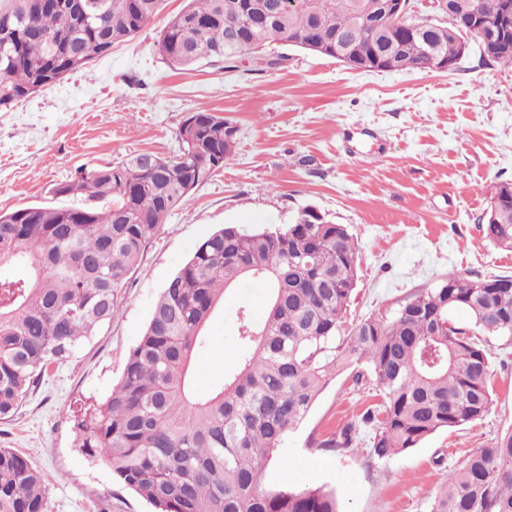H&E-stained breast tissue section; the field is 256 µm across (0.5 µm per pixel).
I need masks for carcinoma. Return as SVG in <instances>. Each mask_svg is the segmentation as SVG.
I'll list each match as a JSON object with an SVG mask.
<instances>
[{
	"label": "carcinoma",
	"mask_w": 512,
	"mask_h": 512,
	"mask_svg": "<svg viewBox=\"0 0 512 512\" xmlns=\"http://www.w3.org/2000/svg\"><path fill=\"white\" fill-rule=\"evenodd\" d=\"M9 0V56L0 59V112L135 37L164 0ZM189 0L158 41L181 69L220 62L236 70L278 41L371 71L452 70L468 50L462 32L497 27L506 0H449L446 21L392 18L385 0ZM179 153L139 152L80 168L56 194L68 207L0 211V419L10 418L48 369L65 361L121 310V291L170 213L224 167L237 138L226 119L191 113ZM484 237L512 251V182L499 184L479 218ZM14 264L23 275L4 270ZM359 246L344 224L303 208L292 224L243 234L226 224L204 239L155 303L118 384L74 419L78 448L104 463L155 512H340L325 487L269 489L263 471L336 373L363 365L382 403L370 452L389 460L438 431L483 419L492 405L490 352L450 324L468 311L489 336L512 335V275L448 272L412 295L390 321L366 318L336 335L358 283ZM270 291L264 316L237 313L242 357L207 394L195 356L227 290ZM354 427L320 443L349 448ZM0 512H46L43 475L0 448ZM432 512H512V430L448 472Z\"/></svg>",
	"instance_id": "1"
}]
</instances>
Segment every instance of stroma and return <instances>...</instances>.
Returning a JSON list of instances; mask_svg holds the SVG:
<instances>
[{
    "instance_id": "stroma-1",
    "label": "stroma",
    "mask_w": 512,
    "mask_h": 512,
    "mask_svg": "<svg viewBox=\"0 0 512 512\" xmlns=\"http://www.w3.org/2000/svg\"><path fill=\"white\" fill-rule=\"evenodd\" d=\"M184 0H166L133 40L0 112V211L69 206L59 184L79 167L150 151L174 155L192 112L209 109L238 129L224 169L197 187L162 225L122 290V309L90 342L52 365L19 413L0 420V448L43 472L46 512H152L75 442L77 410L107 396L123 372L168 280L227 224L251 233L295 221L302 208L347 225L360 249L348 324L388 319L448 271L476 279L512 275V251L478 226L496 186L512 181V70L470 48L450 71L365 72L306 50L272 44L277 69H178L155 42ZM267 290H232L196 354L198 393L239 364L236 313L262 316ZM492 405L480 421L433 434L387 461L370 456L379 404L353 370L321 392L262 475L266 487L327 485L343 512H431L442 478L474 449L512 428V337H489ZM350 448H318L349 423Z\"/></svg>"
}]
</instances>
